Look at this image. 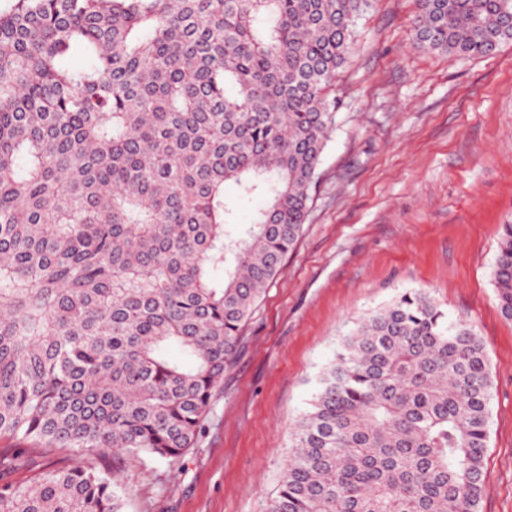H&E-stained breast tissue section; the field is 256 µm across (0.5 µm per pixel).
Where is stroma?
I'll return each instance as SVG.
<instances>
[{"label":"stroma","instance_id":"obj_1","mask_svg":"<svg viewBox=\"0 0 512 512\" xmlns=\"http://www.w3.org/2000/svg\"><path fill=\"white\" fill-rule=\"evenodd\" d=\"M416 12V0H370L357 17L303 234L245 325L194 447L124 471L126 512H266L341 337L414 288L484 342L482 512H512V321L492 284L512 224V43L451 59L415 45Z\"/></svg>","mask_w":512,"mask_h":512}]
</instances>
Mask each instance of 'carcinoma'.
I'll use <instances>...</instances> for the list:
<instances>
[{
	"label": "carcinoma",
	"mask_w": 512,
	"mask_h": 512,
	"mask_svg": "<svg viewBox=\"0 0 512 512\" xmlns=\"http://www.w3.org/2000/svg\"><path fill=\"white\" fill-rule=\"evenodd\" d=\"M367 3L0 9V439L18 443L0 448V512H125V460L194 447L302 234ZM508 15L512 0H417L414 42L491 56ZM228 182L268 197L250 223ZM493 285L512 320V224ZM490 399L473 325L425 288L399 294L321 371L267 512H481ZM25 447L78 462L6 480Z\"/></svg>",
	"instance_id": "1"
}]
</instances>
